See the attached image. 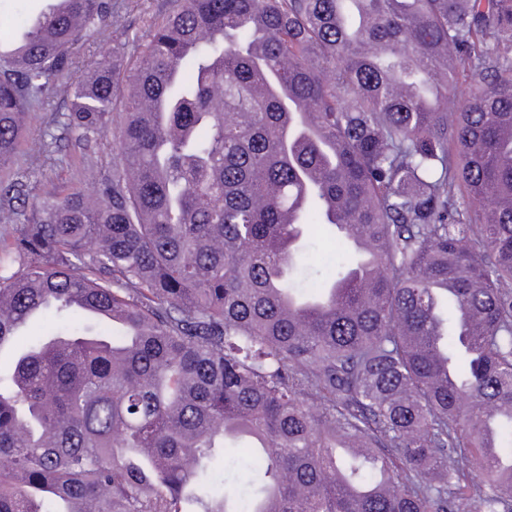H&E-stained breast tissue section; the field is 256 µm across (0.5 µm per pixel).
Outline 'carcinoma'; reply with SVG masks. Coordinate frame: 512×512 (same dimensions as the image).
Returning a JSON list of instances; mask_svg holds the SVG:
<instances>
[{"label": "carcinoma", "mask_w": 512, "mask_h": 512, "mask_svg": "<svg viewBox=\"0 0 512 512\" xmlns=\"http://www.w3.org/2000/svg\"><path fill=\"white\" fill-rule=\"evenodd\" d=\"M110 18L0 56V169L59 95L37 163L84 170L0 180V352L55 320L0 364V512H500L512 0H169L128 73H78ZM310 225L365 236L367 287L294 280ZM228 441L244 499L207 483ZM27 166L30 167L31 174L27 181V187H25V193L27 194L25 205H27V203H31L34 196L40 193L43 184L51 179L59 182H69L77 181L82 178V176L79 175L74 169L71 170L70 168L67 169L64 167V169L57 168L53 171H43L35 165H30L29 161L27 162Z\"/></svg>", "instance_id": "obj_1"}]
</instances>
